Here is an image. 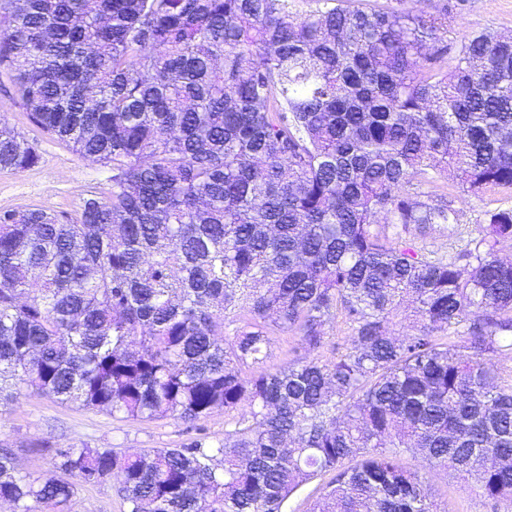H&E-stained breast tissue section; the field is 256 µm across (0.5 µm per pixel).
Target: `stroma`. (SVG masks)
I'll list each match as a JSON object with an SVG mask.
<instances>
[{
    "mask_svg": "<svg viewBox=\"0 0 512 512\" xmlns=\"http://www.w3.org/2000/svg\"><path fill=\"white\" fill-rule=\"evenodd\" d=\"M366 7H393L430 14L451 4L447 37L463 36L491 29L512 35V0H361ZM36 142L40 163L24 171L0 169V211L41 208L73 213L90 187H106L109 167L81 157L65 143L32 128L22 107L0 89V119ZM424 201L437 204L451 200L458 213L454 224L432 225L413 243L423 252L446 257L469 249L477 238L485 213L500 205H512V193L487 191L483 197H466L459 188L438 178L422 184ZM223 412L192 424L167 419L153 422H120L112 417L73 405H60L34 394H22L0 409V448L10 449L19 469L34 476L51 473L54 460L39 452V445L54 448H175L199 440L213 444L224 437ZM403 465L417 471L432 493L434 512H512V503L494 502L472 483L443 468H432L405 452ZM70 512H125L116 484L86 486L72 501Z\"/></svg>",
    "mask_w": 512,
    "mask_h": 512,
    "instance_id": "stroma-1",
    "label": "stroma"
}]
</instances>
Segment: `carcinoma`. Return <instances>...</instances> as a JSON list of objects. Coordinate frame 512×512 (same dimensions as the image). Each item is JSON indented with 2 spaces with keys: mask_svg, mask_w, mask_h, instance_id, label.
<instances>
[{
  "mask_svg": "<svg viewBox=\"0 0 512 512\" xmlns=\"http://www.w3.org/2000/svg\"><path fill=\"white\" fill-rule=\"evenodd\" d=\"M447 30L446 5L0 0V74L29 122L112 168L70 216L0 212V407L25 391L228 417L207 448L45 446L48 476L1 450L0 502L68 512L116 479L127 512H282L330 473L311 512H432L402 451L512 501V384L492 364L512 352V206L460 258L405 239L457 216L415 181L512 190V37ZM40 158L0 122L1 168ZM338 312L332 358L268 364L276 332L328 346Z\"/></svg>",
  "mask_w": 512,
  "mask_h": 512,
  "instance_id": "1",
  "label": "carcinoma"
}]
</instances>
